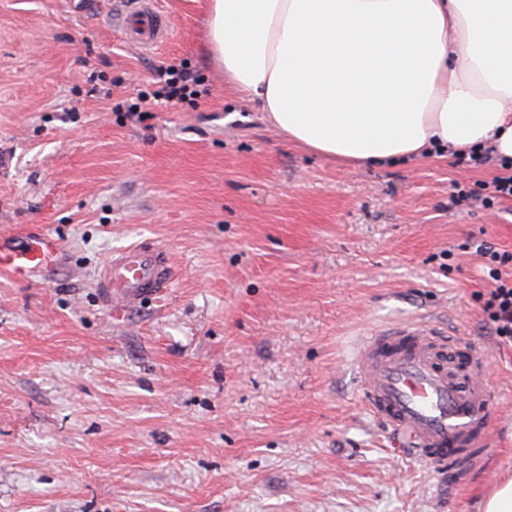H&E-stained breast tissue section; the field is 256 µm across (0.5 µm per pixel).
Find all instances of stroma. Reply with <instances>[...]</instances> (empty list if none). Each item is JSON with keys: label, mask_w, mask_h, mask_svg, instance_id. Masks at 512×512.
Returning <instances> with one entry per match:
<instances>
[{"label": "stroma", "mask_w": 512, "mask_h": 512, "mask_svg": "<svg viewBox=\"0 0 512 512\" xmlns=\"http://www.w3.org/2000/svg\"><path fill=\"white\" fill-rule=\"evenodd\" d=\"M113 0H0V235L50 229L57 266L0 273V512H482L512 477V346L485 324L477 251L512 250V199L457 203L500 161L352 168L288 143L206 57L199 0L129 46ZM196 109L115 111L158 67ZM172 284L113 316L96 280L138 243ZM423 321L488 361L492 453L450 491L364 406L376 329ZM155 76V82L152 83L154 89L141 91L137 98L138 102L127 104L125 112H153L141 105L152 99L160 104H186L196 108L199 98L207 91L203 74L188 61L159 67Z\"/></svg>", "instance_id": "obj_1"}]
</instances>
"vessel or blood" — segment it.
<instances>
[{
    "label": "vessel or blood",
    "mask_w": 512,
    "mask_h": 512,
    "mask_svg": "<svg viewBox=\"0 0 512 512\" xmlns=\"http://www.w3.org/2000/svg\"><path fill=\"white\" fill-rule=\"evenodd\" d=\"M112 24L131 45L148 49L169 38L155 0H117ZM53 232L0 235V272L24 282L58 261ZM171 285L166 249L140 244L119 253L102 270L98 286L115 312L162 300ZM362 398L391 443L424 466L464 483L484 458L497 403L486 362L475 348L419 324L389 327L368 336L356 356Z\"/></svg>",
    "instance_id": "1"
}]
</instances>
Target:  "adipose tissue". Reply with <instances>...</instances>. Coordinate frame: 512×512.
I'll return each instance as SVG.
<instances>
[{
	"mask_svg": "<svg viewBox=\"0 0 512 512\" xmlns=\"http://www.w3.org/2000/svg\"><path fill=\"white\" fill-rule=\"evenodd\" d=\"M213 65L288 141L352 166L512 160V0H204Z\"/></svg>",
	"mask_w": 512,
	"mask_h": 512,
	"instance_id": "1",
	"label": "adipose tissue"
}]
</instances>
